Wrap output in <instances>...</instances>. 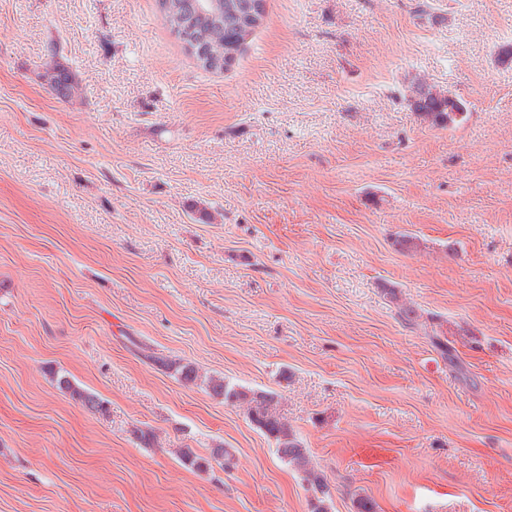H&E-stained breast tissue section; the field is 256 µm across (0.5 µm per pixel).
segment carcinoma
<instances>
[{"instance_id": "carcinoma-1", "label": "carcinoma", "mask_w": 512, "mask_h": 512, "mask_svg": "<svg viewBox=\"0 0 512 512\" xmlns=\"http://www.w3.org/2000/svg\"><path fill=\"white\" fill-rule=\"evenodd\" d=\"M158 7L165 24L181 40L185 50L200 67L211 72H221L231 65L245 37L265 17L264 0H222L215 10L205 9L204 0H158ZM45 77L50 89L60 98L69 100L79 91L75 74L63 63H56ZM409 103L418 117L433 127H455L467 118L461 100L425 81L411 86ZM387 295L397 303L399 315L407 324L419 325L422 314L412 306L399 303L396 288H387ZM149 359L159 369L177 375L182 382L203 385L224 404L238 409L253 428L273 442L281 460L299 475L311 493V512H330L331 485L322 470L312 464L309 449L281 413L277 392L230 384L222 377L201 373L191 363L164 355H151ZM53 380L71 400L96 411L102 408L94 396L68 376L56 373ZM180 461L184 467L198 472L208 470L213 461L230 470L235 465V454L221 446L211 449L208 456L184 448L180 451Z\"/></svg>"}]
</instances>
